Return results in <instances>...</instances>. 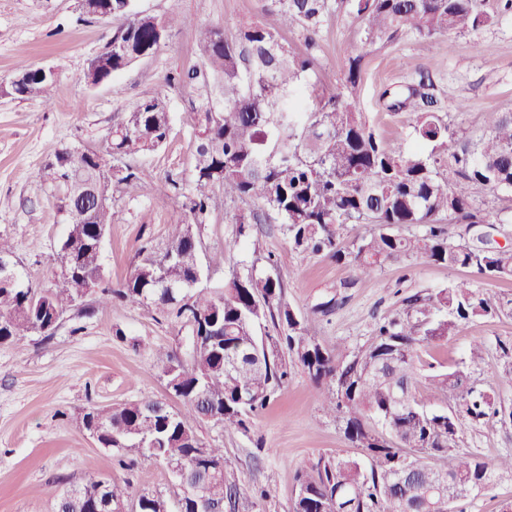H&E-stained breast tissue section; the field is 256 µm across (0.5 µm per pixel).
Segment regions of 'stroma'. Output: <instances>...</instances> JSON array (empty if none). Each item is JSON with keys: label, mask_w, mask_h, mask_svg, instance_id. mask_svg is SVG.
<instances>
[{"label": "stroma", "mask_w": 512, "mask_h": 512, "mask_svg": "<svg viewBox=\"0 0 512 512\" xmlns=\"http://www.w3.org/2000/svg\"><path fill=\"white\" fill-rule=\"evenodd\" d=\"M136 11L154 16L175 12L187 18L156 54L143 58L96 87L82 76L111 40L116 22L84 21L77 0H0V84L8 85L18 65L51 66L58 72L50 105L0 95V237L13 246L22 280L51 288L60 269L57 254L68 226L52 188L41 177L53 147L102 143L113 122L139 99L167 101L171 131L166 145L132 159L152 179L135 196L115 194L118 215L103 241L101 285L116 288L144 255L162 251L171 224L184 219L183 195L193 169V94L179 73L201 66L196 29L259 21L278 31L296 52H304L299 31L282 27L265 0H134ZM363 36L348 8L336 10L318 39L317 63L309 82L340 87L345 56ZM420 71L429 72L442 112L451 127L479 138L491 112H512V15L478 32H451L427 39L413 33L375 50L365 59L361 106L388 140L410 138L406 115L382 109L380 92ZM242 202L214 211L199 237V260L208 286L223 285L232 271L251 269L282 282L284 301L305 320L309 335L328 345H363L382 318L403 309L406 296L432 294L465 280L488 295L512 297V278L488 282L470 268H448L424 259L390 261L372 278L355 280L351 264L293 248L275 215L266 213L247 238L237 239L234 213ZM355 287H346V280ZM343 304L330 314L316 306L333 296ZM512 339V317L475 320L447 342L421 349L423 363L452 365L476 340L489 343L474 375L476 390L512 402V376L503 372L496 340ZM163 347L190 360L189 333L154 309L94 298L68 310L51 338L33 333L0 344V512H55L58 496L92 477H112L129 491L126 512L140 495L161 496L178 512L177 482L161 461L131 455L127 466L113 464L114 452L83 430L79 416L94 405L159 399L173 410L184 404L167 388V376L153 351ZM321 390L302 369L239 431L208 421L195 431L224 451V473L237 488L228 512H290L297 475L321 457L354 454L340 423L326 415ZM461 448L490 460L512 452V429L464 425Z\"/></svg>", "instance_id": "1"}]
</instances>
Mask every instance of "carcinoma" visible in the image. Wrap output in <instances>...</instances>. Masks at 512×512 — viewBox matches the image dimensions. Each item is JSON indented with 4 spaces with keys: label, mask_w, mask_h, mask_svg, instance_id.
Segmentation results:
<instances>
[{
    "label": "carcinoma",
    "mask_w": 512,
    "mask_h": 512,
    "mask_svg": "<svg viewBox=\"0 0 512 512\" xmlns=\"http://www.w3.org/2000/svg\"><path fill=\"white\" fill-rule=\"evenodd\" d=\"M281 24L306 34L307 47L328 16L345 4L362 24V44L346 59L339 89L318 92L306 82L314 70L313 54L300 55L279 34L258 21L242 24L228 35L221 25L197 29L203 65L188 71L185 82L196 94L195 164L184 195L188 219L171 226L166 249L150 253L120 287L102 289L98 302L113 298L151 306L177 324L187 313L198 312L202 340L183 365L172 352L158 349L154 356L165 372L180 378L177 397L185 410L174 418L161 401L153 413L144 403L92 408L112 422L109 448L177 459L192 467L199 449L224 458V449L207 445L194 423L208 415L226 427L247 429L249 415L263 408L274 392L288 382L291 368H302L323 387L322 408L342 422L346 439L363 449L364 459L347 454L320 458L316 475H298V495L292 512H411L419 502L422 512H456L463 497L427 495L428 485L448 472L471 482L488 473L512 477V454L484 460L462 453L457 441L462 419L446 410H428L413 388L424 377L434 389L452 394L465 418L474 425H512V405L478 392L472 375L484 360L487 344H470L466 356L452 369L437 370L421 363L422 347L448 341L457 327L474 319L492 322L512 316V298L495 299L467 281H455L434 295L414 294L404 299L397 315L378 323L362 347L343 354L305 333L302 317L282 302L283 286L271 276L253 271L232 272L224 289L206 288L190 295L153 287L144 273L148 267L162 279L186 283L200 274L199 236L191 231L205 223L217 205L215 190L226 199L254 200L271 211L288 233L293 247L313 255L326 254L349 261L358 278H372L388 261L422 256L448 267L471 268L485 280L512 278V249H494L471 234L475 224L503 223L491 209L474 205L472 190L512 194V114L490 112L486 133L476 142L462 141L448 125L424 79L386 87L382 107L392 113L409 111L413 137L422 144L410 149L388 141L373 128L359 107L360 83L368 48L387 45L406 32L435 38L455 31L477 32L504 13L512 0H271ZM112 19L118 26L112 42V71L121 72L137 60L156 54L170 33L184 24L178 14L143 15L132 0H112ZM53 84L37 74L14 90L17 98L51 104ZM170 112L160 97L131 103L113 124L112 136L98 149L76 160L67 147L50 157L71 166L57 173L45 164L41 178L56 192L60 206L72 216L59 259L61 277L54 286L38 291L17 282L0 285V343L38 332L53 335L56 319L82 302V283L97 286L102 264L90 248L100 232L114 223L112 206L85 204L88 188L112 197L119 190L133 195L152 178L130 165L103 168L100 157L112 155L118 163L161 148L169 135ZM465 226L460 240L448 237L438 217ZM349 224H370L368 234L342 245ZM419 225L420 233H406ZM271 322L272 337L258 338L256 329ZM236 353V366L225 367V356ZM408 387L406 403L398 406V385ZM377 420L376 430L368 419ZM412 470L403 487L392 484L399 470ZM205 502L186 512H224L232 498L224 471L208 475ZM128 490L112 483L109 499L99 509L87 501H68L65 512H123ZM159 496L139 498V512H166Z\"/></svg>",
    "instance_id": "1"
}]
</instances>
